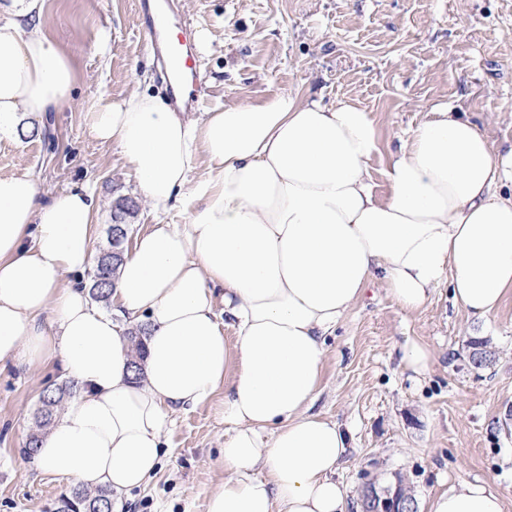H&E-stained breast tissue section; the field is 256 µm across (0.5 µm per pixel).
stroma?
<instances>
[{
  "instance_id": "1",
  "label": "stroma",
  "mask_w": 512,
  "mask_h": 512,
  "mask_svg": "<svg viewBox=\"0 0 512 512\" xmlns=\"http://www.w3.org/2000/svg\"><path fill=\"white\" fill-rule=\"evenodd\" d=\"M139 0H39V26L73 61L76 84L60 111L0 135V175L34 176L47 194L94 191L92 249L107 244L112 202L139 206L133 234L158 223L115 144L97 140L90 112L166 83L146 47ZM194 33L206 34L195 77L202 108L288 92L333 104L346 97L371 112L381 137L370 172L379 196L404 131L450 104L476 121L496 147H512V0H175ZM495 355L477 367L471 337ZM426 344L432 362L417 375L401 361L406 340ZM313 410L347 431L336 471L348 512L366 486L404 478L417 512L459 481L501 493L512 512V296L483 319L436 288L414 313L372 282L326 342ZM57 365H0V512H50L76 480L24 455L41 392L60 384ZM224 393L172 414L159 470L122 498L120 512H207L224 481Z\"/></svg>"
}]
</instances>
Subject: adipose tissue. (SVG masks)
Listing matches in <instances>:
<instances>
[{
	"mask_svg": "<svg viewBox=\"0 0 512 512\" xmlns=\"http://www.w3.org/2000/svg\"><path fill=\"white\" fill-rule=\"evenodd\" d=\"M37 7L27 0L24 22L0 24V134L72 97L73 63L40 30ZM90 123L154 211L183 206L188 221L138 235L107 313L65 281L91 262L93 191L46 195L31 175L0 177V363L54 362L81 387L43 437L39 466L121 496L156 474L171 412L221 388L232 432L208 512H346L335 475L347 433L311 411L326 338L377 279L409 313L444 281L473 318L512 295V149L436 107L405 131L381 197L377 123L348 99L281 93L186 120L166 96L134 92L100 99ZM137 324L148 328L140 380L125 336ZM429 512L505 506L462 481Z\"/></svg>",
	"mask_w": 512,
	"mask_h": 512,
	"instance_id": "adipose-tissue-1",
	"label": "adipose tissue"
}]
</instances>
